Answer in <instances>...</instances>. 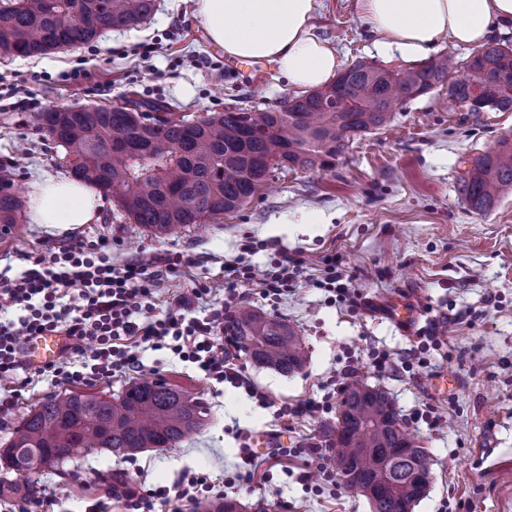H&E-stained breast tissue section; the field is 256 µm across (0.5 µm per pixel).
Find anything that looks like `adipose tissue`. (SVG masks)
<instances>
[{
  "label": "adipose tissue",
  "mask_w": 512,
  "mask_h": 512,
  "mask_svg": "<svg viewBox=\"0 0 512 512\" xmlns=\"http://www.w3.org/2000/svg\"><path fill=\"white\" fill-rule=\"evenodd\" d=\"M357 16L386 51L414 59L443 41L483 43L492 30L512 25V0H355ZM315 0H196V14L226 56L267 59L291 88L328 84L339 54L313 31ZM96 191L75 180L49 178L30 201L35 224L74 227L98 219Z\"/></svg>",
  "instance_id": "ef3b65f1"
}]
</instances>
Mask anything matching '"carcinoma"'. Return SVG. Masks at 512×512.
Returning <instances> with one entry per match:
<instances>
[{
  "label": "carcinoma",
  "mask_w": 512,
  "mask_h": 512,
  "mask_svg": "<svg viewBox=\"0 0 512 512\" xmlns=\"http://www.w3.org/2000/svg\"><path fill=\"white\" fill-rule=\"evenodd\" d=\"M152 0H0V54L36 56L79 46L103 31L132 27ZM452 55L392 71L363 62L329 85L288 100L278 111L214 112L200 118L153 116L161 107L130 97L104 107L55 108L33 123L65 150L69 174L112 195L135 223L161 236L245 206L270 168L329 170L355 137L385 125L393 109L441 87L448 102L477 88L494 96L490 109L512 111V47L487 43L467 63L468 80H453ZM469 208L482 215L512 194V141L471 159L461 184ZM23 197L9 167L0 165V242L17 234ZM234 346L256 365L282 374L305 366L302 337L284 320L247 306L230 318ZM207 407L163 379L132 383L107 399L64 390L32 408L0 448V468L24 478H0V495L37 492L31 474L57 467L74 451L134 456L172 448L199 429ZM336 459L372 512H409L425 495L432 460L400 422L387 392L354 382L342 392L336 420ZM196 512H240L231 498L203 501Z\"/></svg>",
  "instance_id": "carcinoma-1"
}]
</instances>
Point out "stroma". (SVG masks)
I'll use <instances>...</instances> for the list:
<instances>
[{
    "label": "stroma",
    "instance_id": "1",
    "mask_svg": "<svg viewBox=\"0 0 512 512\" xmlns=\"http://www.w3.org/2000/svg\"><path fill=\"white\" fill-rule=\"evenodd\" d=\"M194 4L154 0L153 13L137 27L108 30L41 57L0 56V162H14L24 198L44 179L67 175L64 150L37 129L32 112L112 106L136 94L193 117L232 108L276 109L294 96L275 63L256 62L247 76L230 69ZM312 24L343 66L405 67L378 51L377 36L357 17L354 0H316ZM504 137L512 139V112H465L437 88L397 107L391 126L356 139L332 170L274 171L241 210L202 227L158 237L130 223L109 196L101 199L98 221L73 230L23 220L16 238L0 244V273L11 277L26 269L27 256L79 239L108 241L116 264L168 252L192 259L191 278L166 279L153 301L155 316L201 286L211 289L209 303L222 307L224 267L247 239L263 245L251 258L256 270L280 248L305 264L295 292L282 301L241 289L242 301L282 317L304 341L307 361L294 374L237 358L272 406L243 389L203 379L169 349L145 351L140 372L90 385V392L113 396L138 378H162L199 396L208 407L206 422L172 448H150L131 458L105 451L71 455L36 475L38 495L49 502L42 512H87L111 493V472L144 490L166 491L155 512H192L176 495L187 474L207 477L211 498L237 499L245 512L266 505L274 512H371L367 499L337 473L329 434L336 407L299 419L278 413L321 400L325 380L349 359L359 365V382L388 393L403 425L431 455L429 487L413 512H512V194L478 215L459 191L467 161ZM331 256L361 292L363 309L328 302L324 292L309 287ZM398 296L427 312L419 327L436 328L437 343L410 370L378 373L369 352H387L399 361L416 344L381 315L382 306ZM446 372L455 376L456 387L441 392L433 380ZM56 389L48 378L21 390L0 380V393H17L12 412L0 417V444L14 423ZM426 409L441 417L442 427L421 420ZM266 437L285 448L318 445L325 459H297L288 470L273 469L264 483L248 481L241 474L242 451L267 456L261 445Z\"/></svg>",
    "mask_w": 512,
    "mask_h": 512
}]
</instances>
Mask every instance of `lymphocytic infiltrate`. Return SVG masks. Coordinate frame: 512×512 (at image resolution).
Here are the masks:
<instances>
[{
  "mask_svg": "<svg viewBox=\"0 0 512 512\" xmlns=\"http://www.w3.org/2000/svg\"><path fill=\"white\" fill-rule=\"evenodd\" d=\"M254 240L241 245L233 269L235 282L224 289V306L197 315L195 305L209 295L206 287L192 289L175 309L164 316L149 311L168 275L188 274L192 262L180 253L116 265L109 245L102 240L80 241L36 254L30 269L19 277H0V310L14 306L23 313L0 321V378L51 374L58 384H92L140 366L143 349L169 348L182 361L195 365L205 379L230 383L250 396L241 365L231 362L220 336L224 322L240 300L236 285H256L261 295L279 300L291 292L302 269L301 259L279 252L265 273L255 274L249 260L259 250ZM62 334L71 340L73 353L81 355L78 367L50 362L28 374L19 359L24 336Z\"/></svg>",
  "mask_w": 512,
  "mask_h": 512,
  "instance_id": "lymphocytic-infiltrate-1",
  "label": "lymphocytic infiltrate"
}]
</instances>
